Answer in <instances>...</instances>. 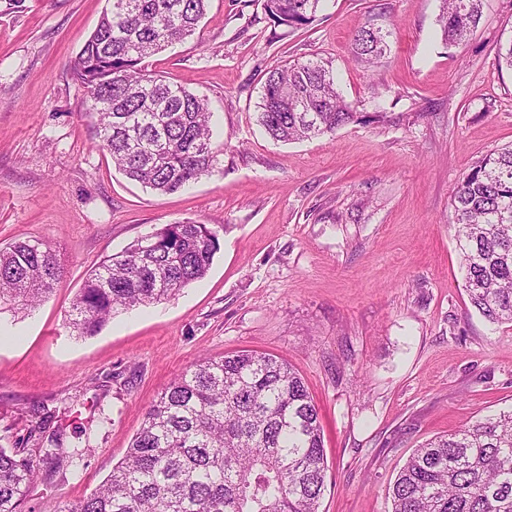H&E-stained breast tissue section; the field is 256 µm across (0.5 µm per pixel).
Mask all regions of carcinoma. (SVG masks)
Wrapping results in <instances>:
<instances>
[{"instance_id":"obj_1","label":"carcinoma","mask_w":512,"mask_h":512,"mask_svg":"<svg viewBox=\"0 0 512 512\" xmlns=\"http://www.w3.org/2000/svg\"><path fill=\"white\" fill-rule=\"evenodd\" d=\"M208 0H108L72 74L98 146L127 178L161 194L219 165L205 99L147 71L144 62L194 35ZM321 0H265L291 29L314 21ZM483 0H442V38L463 43ZM390 31L369 24L352 39L356 61L385 54ZM258 121L275 141L332 134L354 121L328 64L309 59L267 71ZM471 306L512 323V145L487 154L453 195ZM220 250L206 224H166L112 255L75 294L69 328L96 334L114 314L174 298L209 271ZM62 278L57 250L39 240L0 248V307L31 309ZM94 447L67 451L57 436L34 448L51 469ZM326 465L319 411L303 378L272 355L204 358L146 410L112 474L59 512H318ZM37 479L33 457L0 448V512H20ZM391 512H512V411L486 416L415 449L387 488Z\"/></svg>"}]
</instances>
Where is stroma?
Here are the masks:
<instances>
[{
    "mask_svg": "<svg viewBox=\"0 0 512 512\" xmlns=\"http://www.w3.org/2000/svg\"><path fill=\"white\" fill-rule=\"evenodd\" d=\"M440 5L322 0L291 31L264 0H209L195 34L146 66L207 99L219 170L159 195L114 170L72 79L106 0H0V245L47 241L64 267L35 310L0 312V448L94 440L79 465L41 470L21 512L89 495L151 402L205 357L264 352L303 377L324 434L319 512H391L387 487L415 448L512 409V325L470 306L451 205L471 165L512 144L499 60L512 0H485L459 46L441 38ZM368 24L391 33L372 65L350 53ZM313 58L357 119L274 141L257 121L265 74ZM183 221L218 233L208 274L72 335L86 277Z\"/></svg>",
    "mask_w": 512,
    "mask_h": 512,
    "instance_id": "35a3bbf8",
    "label": "stroma"
}]
</instances>
